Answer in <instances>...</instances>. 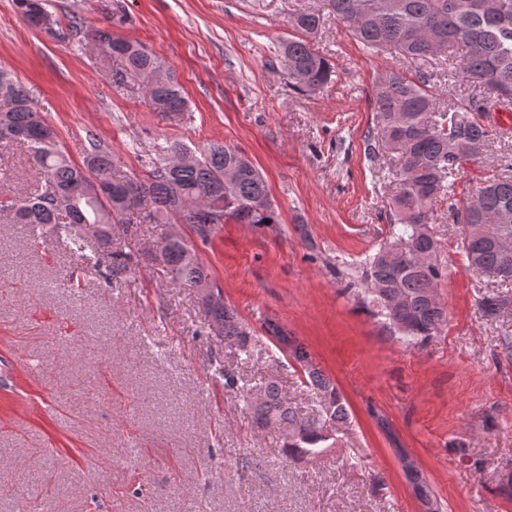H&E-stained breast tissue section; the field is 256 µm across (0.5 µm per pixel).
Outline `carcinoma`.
<instances>
[{
    "mask_svg": "<svg viewBox=\"0 0 512 512\" xmlns=\"http://www.w3.org/2000/svg\"><path fill=\"white\" fill-rule=\"evenodd\" d=\"M485 0H324L323 10L296 14L291 24L302 33L280 44L288 77L300 92L314 93L332 82L335 70L308 41L321 27L324 15L345 24L369 52L397 49L411 60H432L446 54L456 62L462 79L492 95V100L512 103V0H499L495 13ZM93 38L109 56L146 82L154 106L178 112L186 104L183 89L170 69L139 42L98 28ZM431 76L409 78L387 71L376 81L370 98L374 131L388 152L396 155V187L389 216L390 245L368 256L362 266L375 313L395 327L404 321L408 330L401 340L422 342L446 321L440 302L430 301L448 267L438 260L439 243L429 228L430 215L439 199L451 193L462 162L451 156L456 141L462 151L476 156L492 137L484 122L485 98L469 96L443 107L430 86ZM19 143L42 174L40 188L25 196L0 195V214L16 224L38 229L52 226L77 258L71 287L80 286L79 274L100 265L99 252L111 259L110 276L122 278L137 266L138 258L121 247L114 226L126 223L131 198L147 201L139 218L148 224H189L207 240L217 227L201 223L186 202L203 198L224 212V222L276 224L278 217L265 179L238 149L214 143L188 165L174 158L186 151L178 143L168 159L152 165L146 179L116 177L108 147L92 137L82 164L74 163L59 143L54 127L36 110L25 85L0 69V144ZM239 171L236 183L224 187V169ZM476 207L466 206L457 216L462 223L460 249L467 266L512 286V247L501 250L496 238L512 240V215L487 225L481 214L512 210V176L486 180L474 197ZM165 271L173 285L190 282L208 298L218 289L199 262L191 240L168 236L160 248ZM224 328V341L246 357L253 356L258 340L237 313L221 304L210 309ZM274 337L288 342V357L300 367L303 383L318 398L315 413L304 416L272 378L259 382L247 400L260 428L279 430L288 458L315 461L332 440L327 427L341 426L349 409L338 387L310 360L305 347L276 326ZM415 494L433 501L427 480L418 471L407 474Z\"/></svg>",
    "mask_w": 512,
    "mask_h": 512,
    "instance_id": "1",
    "label": "carcinoma"
}]
</instances>
